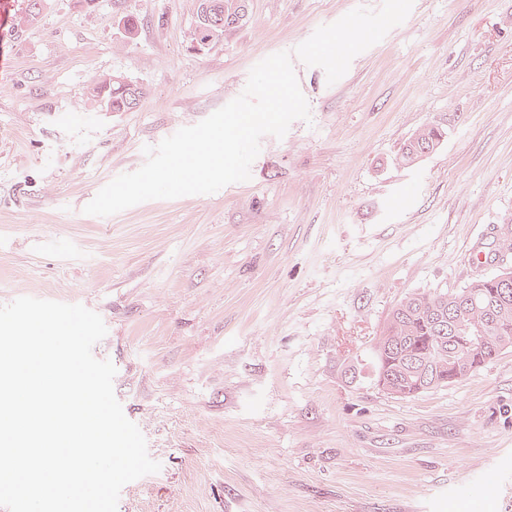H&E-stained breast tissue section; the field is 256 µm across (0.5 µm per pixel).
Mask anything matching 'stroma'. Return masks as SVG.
<instances>
[{"label": "stroma", "instance_id": "1", "mask_svg": "<svg viewBox=\"0 0 512 512\" xmlns=\"http://www.w3.org/2000/svg\"><path fill=\"white\" fill-rule=\"evenodd\" d=\"M381 4L250 0L246 24L196 53L197 0H48L20 33L23 0H0V304L78 303L106 324L93 354L161 465L118 512H512V349L411 398L369 364L405 296L497 269L512 0H414L332 85L294 61L311 119L264 136L248 181L82 212L255 64ZM113 73L143 86L138 108L90 111L85 86ZM426 124L443 144L393 165Z\"/></svg>", "mask_w": 512, "mask_h": 512}]
</instances>
